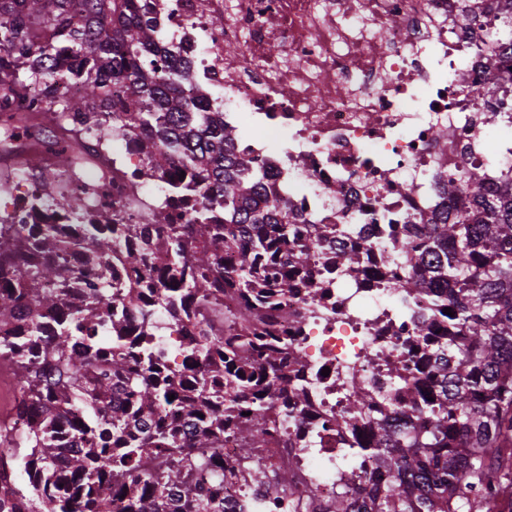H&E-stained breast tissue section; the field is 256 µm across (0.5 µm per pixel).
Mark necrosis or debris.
<instances>
[{"label":"necrosis or debris","instance_id":"necrosis-or-debris-1","mask_svg":"<svg viewBox=\"0 0 512 512\" xmlns=\"http://www.w3.org/2000/svg\"><path fill=\"white\" fill-rule=\"evenodd\" d=\"M146 2L173 50L169 69L191 70L182 96L223 113L227 125L259 129L236 149L287 200L300 236L315 224L359 225L341 244L371 269L393 225L475 209L473 193H444L449 180L478 173L487 193L512 180V140L501 135L512 128V84L496 79L512 63V46L499 37L503 0ZM107 177L93 162L81 171L88 216L150 223L158 187L140 184L130 199ZM320 265L327 273L310 285L314 303L288 304L303 318L306 399L282 413L266 447L222 438L214 454L224 465L225 512H310L347 476L360 489L375 483L342 415L357 384L374 400H399L385 364L423 346V311L379 277L351 283L333 255ZM296 458L302 466L286 494L273 474ZM255 466L264 483L254 482Z\"/></svg>","mask_w":512,"mask_h":512}]
</instances>
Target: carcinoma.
<instances>
[{
  "mask_svg": "<svg viewBox=\"0 0 512 512\" xmlns=\"http://www.w3.org/2000/svg\"><path fill=\"white\" fill-rule=\"evenodd\" d=\"M157 50L155 26L133 0H0V121L37 125L40 111L11 112L8 104L39 86L55 102L53 165L67 176L53 189L39 185L29 209L38 212L42 196L56 193L67 211H83L87 198L74 182L87 157L120 167L110 151L114 129L141 135L137 177L163 183L151 203L152 232L140 224H35L28 237L0 218V263L25 262L6 286L16 304H0V322L18 305L69 307L48 331L33 322L18 336L0 335V364L12 368L22 402L45 412L17 443L5 436L11 412L0 415V475L27 477L0 487V512H107L104 486L122 512H224V470L209 452L214 438L226 432L262 447L280 417L277 402L299 377V331L288 323L299 327L302 319L288 320V300L300 295L323 244L353 232L325 224L319 237L292 244L286 203L235 153L224 118L181 97L180 78L158 65ZM65 53L84 67H67ZM116 71L126 78L118 95L110 92ZM90 73L84 94L58 95L60 85L86 82ZM460 189L479 195L482 184L465 173L446 187ZM194 198L193 219L209 226L204 241L193 225L173 223L170 211L173 201ZM400 229L380 255L379 273L409 300L429 301L418 332L434 325L439 335L417 365L386 363L403 389L406 420L369 419L365 459L390 478L371 490L365 512H512V180L472 213ZM64 234L100 263L133 238L140 244L124 251L127 267L140 269L153 253L166 263L123 296L103 270L91 300L68 304L73 273L60 255ZM226 251L237 253L232 267L221 262ZM400 256L406 267L397 277ZM336 264L358 281L355 254L336 251ZM226 294L236 310H224ZM147 295L156 299L130 326L116 303ZM177 304L200 331L182 341L186 359L165 367L156 313ZM196 363L213 365L222 380L193 376ZM242 400L251 406L247 417ZM369 407L364 389L355 391L349 426L368 419ZM62 428L73 441L65 456L56 442ZM319 512L354 510L340 491Z\"/></svg>",
  "mask_w": 512,
  "mask_h": 512,
  "instance_id": "obj_1",
  "label": "carcinoma"
}]
</instances>
